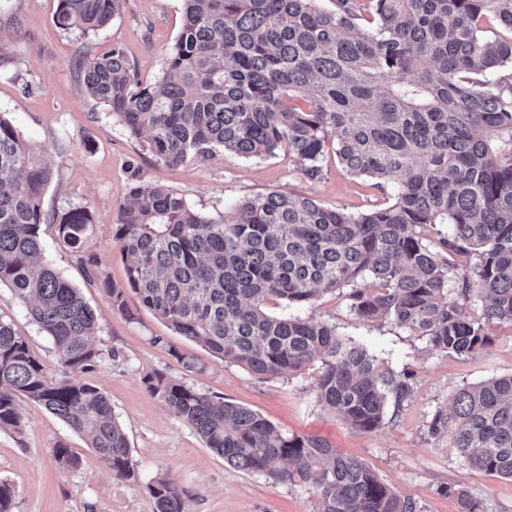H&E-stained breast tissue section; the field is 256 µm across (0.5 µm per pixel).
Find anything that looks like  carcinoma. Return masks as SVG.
<instances>
[{
  "mask_svg": "<svg viewBox=\"0 0 512 512\" xmlns=\"http://www.w3.org/2000/svg\"><path fill=\"white\" fill-rule=\"evenodd\" d=\"M371 31L357 0H184L183 29L167 69L137 79L120 47L82 62L83 86L166 165L204 161L216 147L242 157L288 149L311 181L329 151L350 172L395 188L366 213L328 209L307 197L247 198L218 222L177 193L137 181L120 207L114 238L128 260V287L180 336L251 373L274 378L319 361L317 402L361 431L383 422L389 397L412 394L406 374L339 337L326 320L272 316L266 305L306 306L346 290L361 319L390 320L439 351L469 356L493 323L512 326V0H372ZM117 0H58L56 25L94 30ZM496 18L501 30L490 32ZM52 178L43 151L0 117V286L10 288L50 337V373L25 337L0 317V430L22 427L26 396L89 439L120 479L134 476L124 430L97 387L79 379L99 363L95 311L42 256L41 199ZM449 227L444 248L475 260L448 264L427 242ZM84 208L62 217L58 234L124 310L123 289L83 251ZM475 296L469 315L448 282ZM151 395L193 429L224 463L313 491L315 512H419L362 462L313 437H288L252 410L218 401L155 372ZM432 436H448L467 465L512 478V375L463 386ZM154 512H185L186 491L158 478ZM458 512H487L450 487Z\"/></svg>",
  "mask_w": 512,
  "mask_h": 512,
  "instance_id": "carcinoma-1",
  "label": "carcinoma"
}]
</instances>
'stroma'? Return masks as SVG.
I'll return each instance as SVG.
<instances>
[{
    "instance_id": "1",
    "label": "stroma",
    "mask_w": 512,
    "mask_h": 512,
    "mask_svg": "<svg viewBox=\"0 0 512 512\" xmlns=\"http://www.w3.org/2000/svg\"><path fill=\"white\" fill-rule=\"evenodd\" d=\"M56 9L57 0H0V116L42 148L52 170L42 197L48 218L43 253L96 311L101 359L83 380L110 399L136 475L116 478L85 437L24 397L21 430H0V480L16 489L13 512H153L148 486L159 478L186 490L185 512H314L316 499L307 488L226 465L150 394L144 378L156 371L253 410L284 435L318 438L357 458L397 494L417 502L421 512H457L447 489L459 484L483 499L488 512H512L511 478L470 469L447 437L428 431L433 415L448 411L458 388L512 375V326L492 325L481 350L457 357L431 349L388 320L356 317L343 291L321 294L308 315L330 322L340 337L408 374L413 386L408 399L388 402L379 429L364 432L317 402L319 364L277 378L256 376L178 336L127 289V262L113 234L133 181L164 186L191 208L226 221L240 201L272 191L359 214L390 204L395 190L350 174L331 152L319 181L308 180L284 149L250 158L222 150L210 160L174 166L157 161L144 138L131 135L85 94L80 62L118 46L138 79L154 82L183 28V0H119L111 21L85 35L59 28ZM75 208L92 215L85 250L114 285L125 288V311L112 309L58 236L60 218ZM0 318L12 322L48 369L56 368L51 339L6 287L0 288ZM59 444L77 457V467L57 462L53 450Z\"/></svg>"
}]
</instances>
